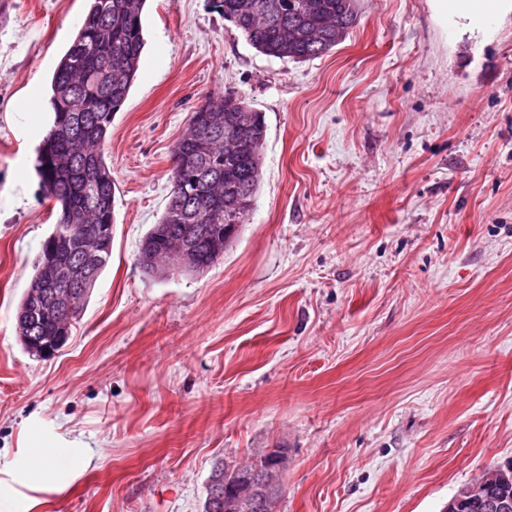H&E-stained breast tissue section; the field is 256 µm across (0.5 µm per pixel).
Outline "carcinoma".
<instances>
[{
  "label": "carcinoma",
  "mask_w": 512,
  "mask_h": 512,
  "mask_svg": "<svg viewBox=\"0 0 512 512\" xmlns=\"http://www.w3.org/2000/svg\"><path fill=\"white\" fill-rule=\"evenodd\" d=\"M148 0H90L88 11L66 52L58 60L49 91L52 117L37 150L35 170L44 196L54 201L59 217L33 262V273L16 315V333L38 336L50 348L60 329L71 328L112 258L102 248L86 258L79 244L101 224L114 223L115 182L105 160L104 144L112 119L126 101L139 71L145 47L143 17ZM260 53L279 59L306 60L332 50L357 22L356 0H214ZM250 112L248 154L238 158L239 175L224 183V128L215 132L221 155L197 159L195 170L182 172L178 157L205 130L202 116L228 108ZM266 139L262 113L241 97L227 93L206 100L192 112L187 132L171 153V189L159 219L142 238L156 249L176 247L192 236L198 240L195 267L202 273L234 240L231 226L245 223L242 204H254L262 178L261 148ZM220 242L221 253L210 246ZM68 268L56 278L53 269ZM287 469L282 448L261 452L251 460L219 461L206 483L203 512H256L246 494L255 472Z\"/></svg>",
  "instance_id": "cac0c4a2"
}]
</instances>
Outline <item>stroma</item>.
Segmentation results:
<instances>
[{
    "label": "stroma",
    "instance_id": "stroma-1",
    "mask_svg": "<svg viewBox=\"0 0 512 512\" xmlns=\"http://www.w3.org/2000/svg\"><path fill=\"white\" fill-rule=\"evenodd\" d=\"M357 9L295 62L213 0H149L104 146L112 260L41 359L15 332L57 219L36 150L88 0H0V512H202L216 461L270 448L278 512H442L512 466V8ZM228 91L267 125L249 220L206 272L147 277L171 149Z\"/></svg>",
    "mask_w": 512,
    "mask_h": 512
}]
</instances>
